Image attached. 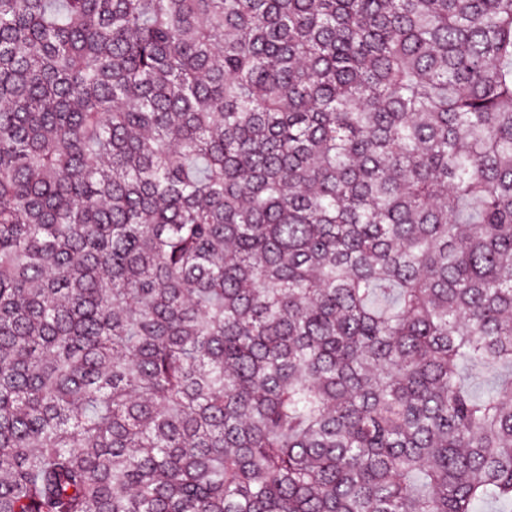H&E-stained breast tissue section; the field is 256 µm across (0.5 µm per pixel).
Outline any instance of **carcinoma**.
Segmentation results:
<instances>
[{
  "instance_id": "cac0c4a2",
  "label": "carcinoma",
  "mask_w": 512,
  "mask_h": 512,
  "mask_svg": "<svg viewBox=\"0 0 512 512\" xmlns=\"http://www.w3.org/2000/svg\"><path fill=\"white\" fill-rule=\"evenodd\" d=\"M512 0H0V512L512 505Z\"/></svg>"
}]
</instances>
